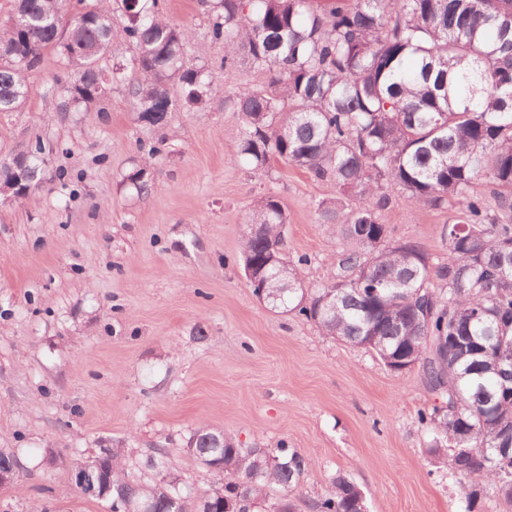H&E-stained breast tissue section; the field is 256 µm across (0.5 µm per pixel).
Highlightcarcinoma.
<instances>
[{
	"label": "carcinoma",
	"instance_id": "obj_1",
	"mask_svg": "<svg viewBox=\"0 0 512 512\" xmlns=\"http://www.w3.org/2000/svg\"><path fill=\"white\" fill-rule=\"evenodd\" d=\"M212 38L224 42V66L240 58L266 75L259 88L224 96L241 119L237 155L266 174L281 160L333 185L317 210L351 247L336 256L339 272L308 288L283 250L288 215L278 197H258L243 238V268L264 269L266 306L294 311L323 335L374 351L394 371L415 367L442 405L420 415L433 438L429 453L464 480L465 510L477 512L495 493L512 506V0H211ZM134 46L141 78L104 69L112 41ZM189 31L168 21L161 0H121L115 18L105 0H14L0 30V112H16L33 92L29 76L44 54L67 68L58 111L102 101L110 87L129 85L134 120L163 128L169 114L155 103L178 88L192 104L215 94L210 76L185 61ZM46 171L42 147L28 158V184ZM149 165L124 182L151 189ZM482 182L486 191L474 192ZM409 205L457 206L466 222L446 226V260L431 263L410 242L391 241L377 210L391 191ZM359 200L343 211L341 198ZM224 447H211L212 437ZM186 451L224 486L210 504L171 476L167 451L153 448L138 465L159 479L125 474L119 448H99L88 464L106 469L111 494L85 499L109 512L150 499L155 512H224L223 494L239 512H296L286 497L312 466L287 448H243L228 433L200 426ZM283 495L266 503L267 490ZM313 512H364L362 490L344 475L315 501Z\"/></svg>",
	"mask_w": 512,
	"mask_h": 512
}]
</instances>
